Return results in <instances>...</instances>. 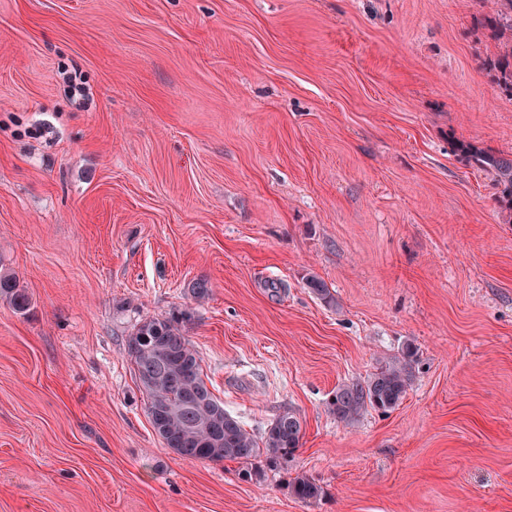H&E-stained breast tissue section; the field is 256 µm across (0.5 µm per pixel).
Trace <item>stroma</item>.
I'll return each mask as SVG.
<instances>
[{
    "label": "stroma",
    "instance_id": "35a3bbf8",
    "mask_svg": "<svg viewBox=\"0 0 512 512\" xmlns=\"http://www.w3.org/2000/svg\"><path fill=\"white\" fill-rule=\"evenodd\" d=\"M484 13L0 0V268L29 296L0 298V512H512V212L462 152L512 156ZM185 308L247 430L299 413L288 457L164 448L127 339ZM409 342L400 405L338 421Z\"/></svg>",
    "mask_w": 512,
    "mask_h": 512
}]
</instances>
